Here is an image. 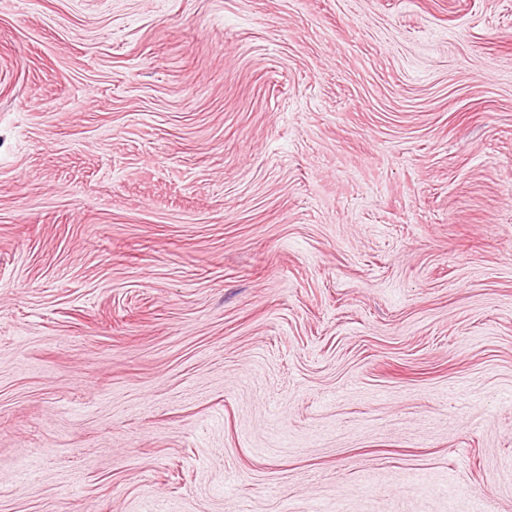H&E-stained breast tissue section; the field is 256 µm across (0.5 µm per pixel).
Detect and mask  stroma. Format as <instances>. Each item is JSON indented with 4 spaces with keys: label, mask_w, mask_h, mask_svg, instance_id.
I'll return each mask as SVG.
<instances>
[{
    "label": "stroma",
    "mask_w": 512,
    "mask_h": 512,
    "mask_svg": "<svg viewBox=\"0 0 512 512\" xmlns=\"http://www.w3.org/2000/svg\"><path fill=\"white\" fill-rule=\"evenodd\" d=\"M512 512V0H0V512Z\"/></svg>",
    "instance_id": "obj_1"
}]
</instances>
